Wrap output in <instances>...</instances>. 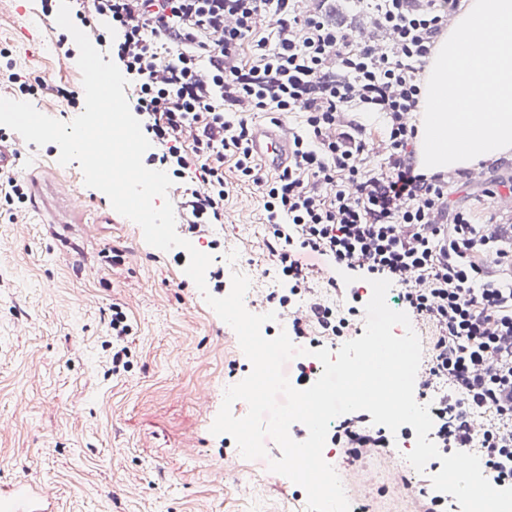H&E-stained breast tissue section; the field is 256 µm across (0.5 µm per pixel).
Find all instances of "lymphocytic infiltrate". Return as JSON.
<instances>
[{
    "mask_svg": "<svg viewBox=\"0 0 512 512\" xmlns=\"http://www.w3.org/2000/svg\"><path fill=\"white\" fill-rule=\"evenodd\" d=\"M328 2L92 0L74 17L128 79L144 135L164 145L148 162L205 184L186 188L179 203L188 233L218 248L206 232L224 221V162L233 160L269 226L266 247L283 282L273 299L284 310L305 300L309 316L291 329L313 347L350 338L359 310L342 301L335 278L318 288L301 255L390 280L426 333L421 391L450 386L433 409L435 444L478 454L496 486L512 487V281L480 260L492 253L512 270V251L499 231L450 209L448 177L421 172L410 121L448 7L356 0L391 35L395 48L383 52L329 24ZM243 104L274 123L303 115L288 164L275 173L251 153ZM354 112L385 116L383 162H372ZM332 440L354 459L388 445L365 413L342 420Z\"/></svg>",
    "mask_w": 512,
    "mask_h": 512,
    "instance_id": "lymphocytic-infiltrate-1",
    "label": "lymphocytic infiltrate"
}]
</instances>
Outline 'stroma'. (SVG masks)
Masks as SVG:
<instances>
[{"label": "stroma", "instance_id": "stroma-1", "mask_svg": "<svg viewBox=\"0 0 512 512\" xmlns=\"http://www.w3.org/2000/svg\"><path fill=\"white\" fill-rule=\"evenodd\" d=\"M40 0H0V47L14 72L38 76L30 101L68 121L78 108L65 91L82 93L76 60L60 61L57 24L39 21ZM49 143L26 146L23 177H35L49 203L27 211L18 230L0 208V482L50 485L58 512H306L305 491L248 460L235 441L210 427L227 387L251 371L236 333L183 281L173 255L148 245L133 221L88 224L81 204L108 205L86 187L78 163L61 165ZM229 196L224 221L210 228L221 241L212 268L235 269L251 281L250 312L273 310L279 277L264 241L268 227L251 187L225 162ZM512 183V151L487 160L481 177H455L452 203L475 223L512 225V210L484 189ZM124 253L119 268L101 252ZM133 331L130 366L112 371L113 303ZM347 497L369 512H417L415 470L390 450L349 464Z\"/></svg>", "mask_w": 512, "mask_h": 512}]
</instances>
